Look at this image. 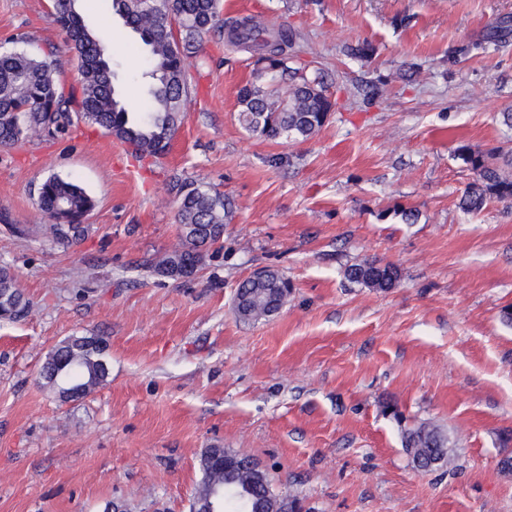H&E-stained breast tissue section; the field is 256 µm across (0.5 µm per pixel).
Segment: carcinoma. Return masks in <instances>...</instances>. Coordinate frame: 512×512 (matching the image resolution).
Returning a JSON list of instances; mask_svg holds the SVG:
<instances>
[{
    "label": "carcinoma",
    "mask_w": 512,
    "mask_h": 512,
    "mask_svg": "<svg viewBox=\"0 0 512 512\" xmlns=\"http://www.w3.org/2000/svg\"><path fill=\"white\" fill-rule=\"evenodd\" d=\"M113 12L138 33L151 57L146 73L149 110L131 112L114 82L112 57L104 38L90 30L79 11L78 0H50L48 16L67 37L77 59L78 77L69 92L63 91L55 61L25 52H0V145L18 144L33 134L56 139L70 132L81 121L108 131L117 140L133 146L138 157H161L177 132L188 96L187 60L200 40L212 29L227 30L229 41L242 45L253 54L267 57L268 64L253 69V80L238 98V120L250 134L285 143L303 142L324 126L336 107L326 93L323 69L313 67L306 77H296L289 61L304 52L302 35L281 24L262 28L250 19L219 22L218 0H159L152 10L141 0H112ZM288 84L281 94L273 80ZM457 159L474 174L473 182L463 190L459 207L478 213L494 199L512 198V157H503V166L490 162L491 156L467 144L456 150ZM38 200L49 218L59 206L68 212V227L52 223L49 229L57 243L69 246L89 231L83 223L93 210V198L77 182L57 175L47 177L39 186ZM232 213V202L224 193L185 179L178 188V219L181 247L154 265L157 272L173 277L182 261L200 254L205 247L224 236V224ZM346 278L379 291L394 288L400 279L392 264L365 261L348 266ZM250 297L241 321L268 317L267 300L278 292L281 302L288 300L290 286L278 275L270 284L244 281L238 286ZM0 305L15 311L14 320L28 313L31 301L18 287L14 272L0 267ZM107 341L102 337L69 336L48 354L42 370L44 383L61 391L68 379L79 388V397L87 396L105 382L110 373ZM403 443L414 468L422 471L452 468L454 458L448 452V432L433 422H421L404 430ZM226 454L238 459L237 465L218 470L209 464V455ZM255 460L229 448H207L199 459L201 482L195 492L199 500L214 491L224 494L223 512H280L276 502L267 498L270 479L266 471L252 468Z\"/></svg>",
    "instance_id": "1"
}]
</instances>
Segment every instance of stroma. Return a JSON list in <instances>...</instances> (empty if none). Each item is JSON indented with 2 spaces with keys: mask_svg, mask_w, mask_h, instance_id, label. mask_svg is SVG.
I'll use <instances>...</instances> for the list:
<instances>
[{
  "mask_svg": "<svg viewBox=\"0 0 512 512\" xmlns=\"http://www.w3.org/2000/svg\"><path fill=\"white\" fill-rule=\"evenodd\" d=\"M48 0H0V51L57 48ZM222 18L288 23L338 105L300 143L250 136L241 46L205 37L187 65L183 123L168 154L138 158L104 129L0 147V266L32 307L0 320V512H189L204 449L252 456L305 512H512V199L477 214L459 145L512 149V0H220ZM111 29L117 86L145 106L146 52L110 0L83 12ZM369 43V59L348 45ZM284 156L274 164V156ZM95 199L79 243H56L38 205L48 176ZM234 202L199 275L147 268L179 243L178 181ZM416 209L407 224L400 209ZM28 228L26 237L11 225ZM377 260L400 272L379 292L344 276ZM259 266L293 288L275 315L236 319ZM72 335L109 341L110 375L65 402L40 368ZM448 431L453 469L410 462L402 431Z\"/></svg>",
  "mask_w": 512,
  "mask_h": 512,
  "instance_id": "35a3bbf8",
  "label": "stroma"
}]
</instances>
